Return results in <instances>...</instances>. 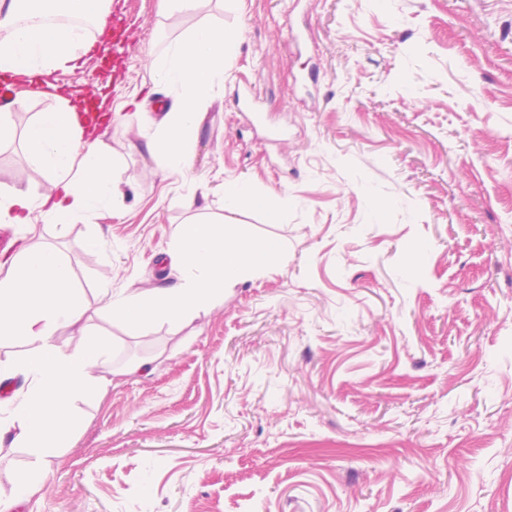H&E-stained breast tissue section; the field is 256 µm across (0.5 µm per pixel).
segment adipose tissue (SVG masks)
<instances>
[{
    "mask_svg": "<svg viewBox=\"0 0 512 512\" xmlns=\"http://www.w3.org/2000/svg\"><path fill=\"white\" fill-rule=\"evenodd\" d=\"M111 0H0V72L34 76L72 67L93 44L72 26L44 22L50 8L99 23ZM235 34L210 26L170 43L154 74L155 88L173 97L170 109L144 146L160 160L162 173H186L192 167L203 106L216 78L224 74V56ZM28 154L50 181L40 198L21 190L0 191V223L17 224L33 233L31 215L66 224L111 208L115 196L117 157L91 137L80 111L61 101L24 131ZM181 281L131 295L101 290L103 309L113 318L138 325L149 335V322L182 325L207 312L223 298L227 286L254 278L286 255L277 241L255 240L235 225L194 221L179 225L168 251ZM78 331L81 339L69 354L51 344L55 333ZM19 336L35 342L20 364H0V379L23 374L24 386L0 400V440L12 438L29 448L34 467L9 475L14 500L24 501L40 489L44 466L56 456L79 421L72 400L102 383L97 369L111 352L110 342L90 333L85 311L72 284L68 262L36 243L22 244L0 259V337Z\"/></svg>",
    "mask_w": 512,
    "mask_h": 512,
    "instance_id": "1",
    "label": "adipose tissue"
}]
</instances>
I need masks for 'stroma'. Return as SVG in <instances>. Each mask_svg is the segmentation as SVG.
Wrapping results in <instances>:
<instances>
[{"instance_id":"obj_1","label":"stroma","mask_w":512,"mask_h":512,"mask_svg":"<svg viewBox=\"0 0 512 512\" xmlns=\"http://www.w3.org/2000/svg\"><path fill=\"white\" fill-rule=\"evenodd\" d=\"M112 11L133 34L120 61L61 76L127 114L99 131L114 204L32 216L112 342L106 386L73 401L78 430L10 512H512V0ZM207 26L237 43L190 175L164 176L144 142L172 98L143 90L164 45ZM56 105L10 103L1 189L47 191L21 134ZM233 180L266 208L226 215ZM194 213L280 240L286 261L177 328L104 313L102 284H178L166 251Z\"/></svg>"}]
</instances>
